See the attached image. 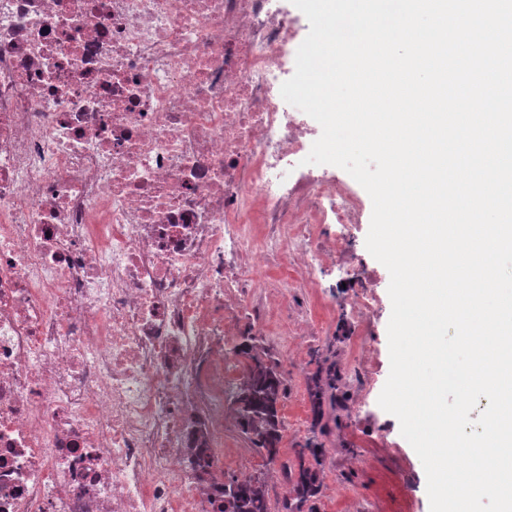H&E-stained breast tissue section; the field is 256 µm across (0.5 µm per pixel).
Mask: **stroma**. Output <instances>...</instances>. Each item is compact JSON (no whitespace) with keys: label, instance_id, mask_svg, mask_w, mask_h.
Returning <instances> with one entry per match:
<instances>
[{"label":"stroma","instance_id":"obj_1","mask_svg":"<svg viewBox=\"0 0 512 512\" xmlns=\"http://www.w3.org/2000/svg\"><path fill=\"white\" fill-rule=\"evenodd\" d=\"M318 230L325 249L340 253L347 265L377 270L379 307L374 316L362 317L352 288L343 286L337 272L312 288L297 264L271 257L251 269L254 286L235 325L242 330L256 318L264 323L265 344L285 385L282 441L271 461L240 430L226 432L224 476L264 474L270 510L281 512L286 492L280 467L297 470L298 450L311 443L321 450L322 486L314 512H430L423 465L401 435L398 419L378 405L390 371L389 272L366 248L368 224L360 225L352 246L337 242L335 225ZM331 363L339 367L341 380L335 397L324 401L320 432L312 426L308 388Z\"/></svg>","mask_w":512,"mask_h":512}]
</instances>
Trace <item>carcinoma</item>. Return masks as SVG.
Segmentation results:
<instances>
[{"mask_svg":"<svg viewBox=\"0 0 512 512\" xmlns=\"http://www.w3.org/2000/svg\"><path fill=\"white\" fill-rule=\"evenodd\" d=\"M232 352L247 361L246 378L234 396L240 430L253 447L272 460L279 452L283 429L280 404L284 384L279 365L265 347L263 337L249 332ZM322 399L323 387L316 380L310 388V400L317 421L322 416ZM307 455L317 456V448L308 445L299 452L297 473L288 476L284 512H313L321 482L317 468L305 462ZM223 512H270L264 481L249 476L224 482Z\"/></svg>","mask_w":512,"mask_h":512,"instance_id":"carcinoma-1","label":"carcinoma"}]
</instances>
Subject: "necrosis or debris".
Listing matches in <instances>:
<instances>
[{
	"instance_id": "necrosis-or-debris-1",
	"label": "necrosis or debris",
	"mask_w": 512,
	"mask_h": 512,
	"mask_svg": "<svg viewBox=\"0 0 512 512\" xmlns=\"http://www.w3.org/2000/svg\"><path fill=\"white\" fill-rule=\"evenodd\" d=\"M291 0H0V512H222L248 268L366 214L304 159ZM263 234H256V225Z\"/></svg>"
}]
</instances>
